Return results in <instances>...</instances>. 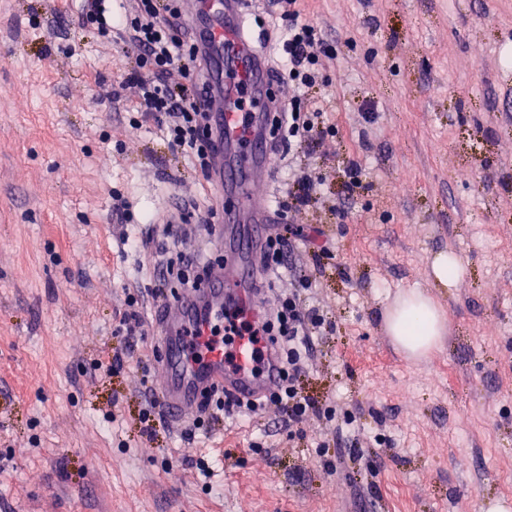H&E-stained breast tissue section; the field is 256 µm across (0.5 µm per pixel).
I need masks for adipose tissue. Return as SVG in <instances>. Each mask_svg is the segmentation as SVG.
<instances>
[{"mask_svg":"<svg viewBox=\"0 0 512 512\" xmlns=\"http://www.w3.org/2000/svg\"><path fill=\"white\" fill-rule=\"evenodd\" d=\"M386 326L396 346L416 360L438 345L444 331V317L429 293L410 289L394 299Z\"/></svg>","mask_w":512,"mask_h":512,"instance_id":"ef3b65f1","label":"adipose tissue"}]
</instances>
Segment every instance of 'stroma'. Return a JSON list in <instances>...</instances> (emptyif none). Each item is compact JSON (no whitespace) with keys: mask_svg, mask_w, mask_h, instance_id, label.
I'll use <instances>...</instances> for the list:
<instances>
[{"mask_svg":"<svg viewBox=\"0 0 512 512\" xmlns=\"http://www.w3.org/2000/svg\"><path fill=\"white\" fill-rule=\"evenodd\" d=\"M80 5L0 0V512H512V0H305L330 51L310 95L337 133L256 191L323 179L288 222L327 246L297 241L292 264L324 318L299 385L335 415L197 430L158 411L149 434L153 315L179 284L151 289L178 253L215 254L195 217L233 201L134 124L138 49L74 28ZM168 222L185 241L163 252ZM442 252L456 287L430 276ZM409 289L447 321L419 361L385 329ZM459 258L453 253H440L431 262L432 276L442 286L453 288L462 274Z\"/></svg>","mask_w":512,"mask_h":512,"instance_id":"35a3bbf8","label":"stroma"}]
</instances>
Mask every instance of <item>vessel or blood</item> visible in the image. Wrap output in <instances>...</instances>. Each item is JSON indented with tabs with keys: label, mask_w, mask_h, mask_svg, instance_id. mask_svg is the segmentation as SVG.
Listing matches in <instances>:
<instances>
[{
	"label": "vessel or blood",
	"mask_w": 512,
	"mask_h": 512,
	"mask_svg": "<svg viewBox=\"0 0 512 512\" xmlns=\"http://www.w3.org/2000/svg\"><path fill=\"white\" fill-rule=\"evenodd\" d=\"M188 23L208 82L204 103L215 144L212 183L236 204L215 227L223 264L210 271L206 287L186 290L155 315L162 351L159 395L173 423L197 414L205 394L215 388L235 399H254L276 385L280 367L276 345L268 346L259 367L248 338L236 339L228 354L211 336L224 320L227 298H235L237 310L255 321L265 309L253 283L252 250L262 243L266 205L249 195L248 187L267 179L273 162L266 94L271 67L247 26L246 0H195Z\"/></svg>",
	"instance_id": "b4317fda"
}]
</instances>
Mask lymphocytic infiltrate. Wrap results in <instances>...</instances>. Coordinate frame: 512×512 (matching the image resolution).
Here are the masks:
<instances>
[{"mask_svg":"<svg viewBox=\"0 0 512 512\" xmlns=\"http://www.w3.org/2000/svg\"><path fill=\"white\" fill-rule=\"evenodd\" d=\"M278 2L288 26L276 44L275 63L287 66L297 94L287 109L275 116L273 131L285 134L289 145L310 146L334 133L333 126L322 119V108L313 106L308 99L309 89L318 80L317 66L325 47L316 26L302 19L298 0ZM178 17L176 0H134L131 10L118 19L112 18L106 0H84L78 23L81 29L97 31L104 37L110 36L113 30H121L136 44L139 54L128 82L139 90L141 111L155 117L172 149L192 155L207 171L212 164L213 138L206 113L197 107L203 91L197 88L192 96L180 97L173 93L167 81L172 71L194 79L202 68L192 44L179 34ZM296 237V230L288 226L282 233L266 238L260 250L264 274L292 271L290 258ZM310 286L309 277H295L293 288L279 296L260 321L232 314L227 316L224 327L225 336H246L261 348L269 342L277 343L281 381L265 399L277 406L292 426L320 412L296 384L311 357L313 335L322 321L316 311L303 304L302 294Z\"/></svg>","mask_w":512,"mask_h":512,"instance_id":"1","label":"lymphocytic infiltrate"}]
</instances>
